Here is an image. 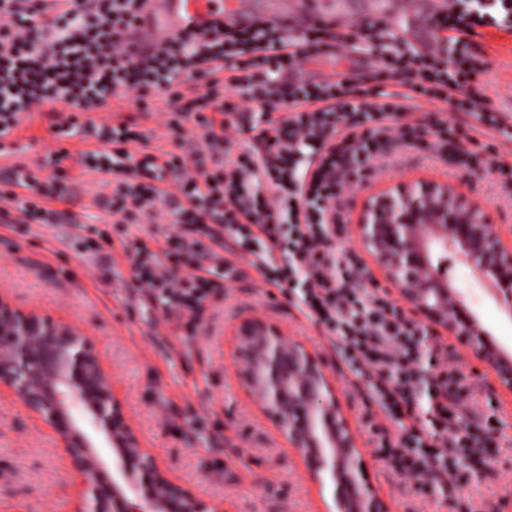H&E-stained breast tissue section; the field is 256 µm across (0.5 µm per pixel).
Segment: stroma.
Listing matches in <instances>:
<instances>
[{
	"label": "stroma",
	"instance_id": "1",
	"mask_svg": "<svg viewBox=\"0 0 512 512\" xmlns=\"http://www.w3.org/2000/svg\"><path fill=\"white\" fill-rule=\"evenodd\" d=\"M489 69L479 75L486 104L512 109V33L484 31ZM351 53L313 58L288 72L292 83H316L351 70L360 87L373 85L370 67H351ZM49 113H34L5 141L0 190L15 162L34 165L49 150L81 149L78 138L56 140ZM384 177L432 172L448 183L468 184L489 205L498 224L512 225V198L493 176L460 166L455 157L434 155L416 145L382 149ZM73 199L62 205L56 224L0 223V288L22 307H37L86 331L104 361L115 392L163 465L205 495L223 497L226 512H326L333 504L331 481H316L296 449L231 374L230 327L255 314L276 322L315 349L335 375L341 405L359 436L368 476L387 512H512V395L489 367L448 341L449 364L462 374L467 422L496 417V445L469 479L432 485L416 494L391 473L377 453L376 426L382 416L366 394L369 380L354 374L321 328L293 305L287 288L264 287L248 258L235 259L236 275L207 300L197 320L168 315L133 285L122 245L125 234L143 235L141 224H113L104 208L99 175L75 160L64 161ZM103 227L110 243L86 253L76 240L78 225ZM448 279L466 295L482 324L512 350V318L477 284L455 254L442 258ZM50 430L29 417L9 391L0 392V512H69L73 488Z\"/></svg>",
	"mask_w": 512,
	"mask_h": 512
}]
</instances>
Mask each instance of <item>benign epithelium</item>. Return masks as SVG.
I'll return each mask as SVG.
<instances>
[{"mask_svg": "<svg viewBox=\"0 0 512 512\" xmlns=\"http://www.w3.org/2000/svg\"><path fill=\"white\" fill-rule=\"evenodd\" d=\"M350 222L371 257L367 278L385 283L435 336L455 339L512 393V354L482 326L448 281L439 254L454 253L512 317V228L458 185L416 175L373 185ZM238 384L262 415L334 485L336 512H384L366 477L358 439L335 379L303 342L274 322L246 317L232 327ZM51 428L79 490L70 512H224V498L199 496L172 476L113 390L89 335L0 292V389Z\"/></svg>", "mask_w": 512, "mask_h": 512, "instance_id": "1", "label": "benign epithelium"}]
</instances>
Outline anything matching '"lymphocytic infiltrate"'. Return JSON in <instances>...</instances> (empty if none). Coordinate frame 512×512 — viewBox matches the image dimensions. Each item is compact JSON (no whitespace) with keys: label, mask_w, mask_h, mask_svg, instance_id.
Masks as SVG:
<instances>
[{"label":"lymphocytic infiltrate","mask_w":512,"mask_h":512,"mask_svg":"<svg viewBox=\"0 0 512 512\" xmlns=\"http://www.w3.org/2000/svg\"><path fill=\"white\" fill-rule=\"evenodd\" d=\"M463 2L448 0L432 18L443 41L432 54L379 19L342 29L321 19L295 31L276 20L239 28L215 17L178 29L142 55L127 35L143 23L145 0H0V142L33 112L50 110L56 138L89 141L80 163L111 185L107 205L117 223L151 224L167 209L163 247L141 237L131 255L139 290L165 312L199 315L235 275L225 250L251 255L264 283L291 288L298 310L324 328L350 370L369 377L384 418L377 452L422 488L463 478L482 463L492 430L464 420L459 371L386 293L366 288L358 258L333 243L324 206L342 198L352 170H376L382 144L394 138L457 155L461 165L486 169L512 189V164L497 144L476 142L470 127L437 115L410 118L416 101L441 102L512 139L500 113L480 108L485 94L475 83L489 67L479 31L511 33L512 0H499L498 17L463 9ZM348 49L370 59L375 80L401 76L399 89L380 97L345 78L309 85L281 79L303 60ZM200 76L204 92L186 97L182 85ZM228 89L267 116L236 153L231 134L242 117L225 103ZM122 90L137 94L145 115L149 96L165 94L169 137L185 141L195 127L200 144L178 155L153 145L136 119L116 114L96 122L93 112ZM68 156L63 147L48 153L38 173L16 166L11 189L0 192V219L53 218L54 204L70 195L57 177ZM427 366L433 388L423 406L415 388Z\"/></svg>","instance_id":"1"}]
</instances>
